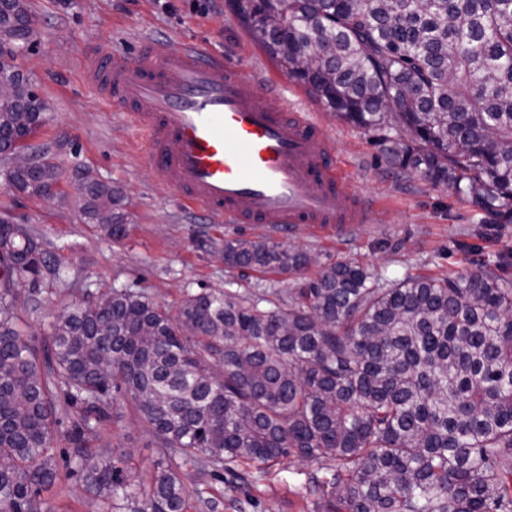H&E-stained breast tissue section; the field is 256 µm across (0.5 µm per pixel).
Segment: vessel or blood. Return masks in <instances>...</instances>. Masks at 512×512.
Masks as SVG:
<instances>
[{
  "label": "vessel or blood",
  "instance_id": "b4317fda",
  "mask_svg": "<svg viewBox=\"0 0 512 512\" xmlns=\"http://www.w3.org/2000/svg\"><path fill=\"white\" fill-rule=\"evenodd\" d=\"M83 69L145 132L146 160L184 204L275 233L364 222L315 115L256 94L206 46L148 40L132 57L99 48L84 52Z\"/></svg>",
  "mask_w": 512,
  "mask_h": 512
}]
</instances>
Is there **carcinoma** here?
<instances>
[{
    "instance_id": "obj_1",
    "label": "carcinoma",
    "mask_w": 512,
    "mask_h": 512,
    "mask_svg": "<svg viewBox=\"0 0 512 512\" xmlns=\"http://www.w3.org/2000/svg\"><path fill=\"white\" fill-rule=\"evenodd\" d=\"M252 39L324 108L376 133L388 161L471 204L478 224H512V0H232ZM0 79L34 20L12 0ZM304 56L308 67L296 61ZM27 109L18 122L17 103ZM44 123L28 79L0 97V156ZM47 161L8 175L43 196ZM88 214L124 233L117 193L84 185ZM309 263L269 237L224 239L231 269L300 272ZM49 267L28 228L0 219V512H41L75 477L108 509L191 512L203 491L182 471L222 478L243 465L334 462L312 476L317 512H512V280L407 275L382 282L340 262L288 294L190 293L177 314L143 292L73 303L44 356L13 322L12 295ZM118 395L157 438L162 462L133 483L123 454L87 435ZM78 410L60 471L51 425Z\"/></svg>"
}]
</instances>
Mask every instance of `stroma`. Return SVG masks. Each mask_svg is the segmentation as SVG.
Here are the masks:
<instances>
[{
    "mask_svg": "<svg viewBox=\"0 0 512 512\" xmlns=\"http://www.w3.org/2000/svg\"><path fill=\"white\" fill-rule=\"evenodd\" d=\"M34 18L23 66L45 106V122L28 140L30 152L59 167L52 198L12 187L0 164V219L27 225L50 261L37 282H23L27 302L19 325L45 347L50 324L67 305L95 301L128 288L147 293L170 310L203 288L267 292L289 289L323 268L352 260L385 279L428 275L458 279L478 260L512 252V224L480 230L470 206L448 189L392 166L370 133L328 112L301 83L282 73L250 37L228 0H25ZM146 40L173 50L202 42L238 64L246 83L281 97L289 108L314 113L348 178L347 188L368 207V221L318 230L298 224L276 241L310 258L303 273L240 271L224 265V240L265 237L263 228L219 222L184 205L143 159L146 137L126 113L103 101L87 83L81 54L98 46L132 56ZM116 191L126 232L107 236L86 213L85 178ZM92 444L122 452L139 481H150L158 461L155 438L130 403L117 400ZM317 467L308 462L252 465L246 490L237 479L184 475L217 503L215 512H314L307 489ZM42 512H100L73 480L42 494Z\"/></svg>",
    "mask_w": 512,
    "mask_h": 512,
    "instance_id": "stroma-1",
    "label": "stroma"
}]
</instances>
